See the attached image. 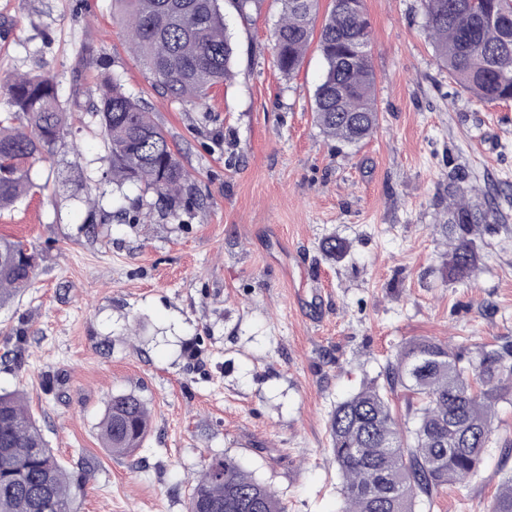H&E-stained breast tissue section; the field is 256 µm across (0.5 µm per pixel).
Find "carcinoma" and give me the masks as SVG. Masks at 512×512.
<instances>
[{
    "mask_svg": "<svg viewBox=\"0 0 512 512\" xmlns=\"http://www.w3.org/2000/svg\"><path fill=\"white\" fill-rule=\"evenodd\" d=\"M128 50L174 102L202 106L230 75L235 45L218 0H113ZM276 65L299 69L314 33L318 0H279ZM435 55L464 90L486 103L512 100V0H423ZM324 74L315 90V119L343 143H359L378 125L376 74L364 3L351 11L332 0L318 37ZM94 109L80 122L100 128L112 180L140 186L174 207L190 180L166 130L114 78L96 85ZM0 209L36 192L33 165L65 145L72 111L50 73L0 79ZM448 268L460 280L477 268L473 238L480 214L458 197L452 204ZM322 252L336 260L345 241L328 237ZM21 241L0 238V306L31 286L35 266ZM334 407L329 451L342 477L343 512H416L440 492L475 475L494 432L496 407L512 395V341L468 352L429 337L413 339L383 371ZM407 394L399 423L391 397ZM150 424L144 399L115 394L100 421L104 447L128 456ZM70 476L49 448L23 393L0 389V512H72ZM187 512H286L278 494L230 456L213 457L191 489ZM489 512H512V474L502 478Z\"/></svg>",
    "mask_w": 512,
    "mask_h": 512,
    "instance_id": "obj_1",
    "label": "carcinoma"
}]
</instances>
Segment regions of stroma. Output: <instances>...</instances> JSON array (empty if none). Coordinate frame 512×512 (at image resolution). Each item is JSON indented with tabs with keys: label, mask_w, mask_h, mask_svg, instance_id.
<instances>
[{
	"label": "stroma",
	"mask_w": 512,
	"mask_h": 512,
	"mask_svg": "<svg viewBox=\"0 0 512 512\" xmlns=\"http://www.w3.org/2000/svg\"><path fill=\"white\" fill-rule=\"evenodd\" d=\"M233 76L203 106L151 86L112 0H0V77L50 72L66 105L119 77L168 131L190 173L176 210L116 186L83 124L32 168L42 189L0 212V237L39 254L0 307V388L23 391L80 492L76 512H186L192 481L229 455L288 512H341L328 451L337 401L427 336L469 348L512 340V101L479 102L434 56L422 0H364L379 124L347 145L315 121L324 72L274 64L278 0L237 12ZM486 214L480 260L449 279L450 193ZM349 245L339 262L320 250ZM150 411L140 448L112 457L98 423L112 395ZM512 471V402L498 406L480 472L432 512H488Z\"/></svg>",
	"instance_id": "stroma-1"
}]
</instances>
